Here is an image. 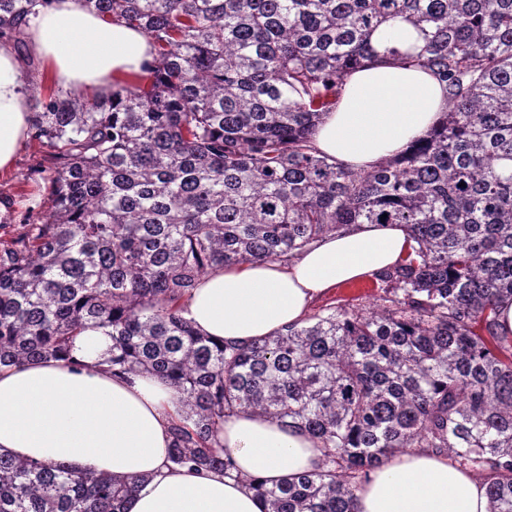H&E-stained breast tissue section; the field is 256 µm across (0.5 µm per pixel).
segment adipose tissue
Returning a JSON list of instances; mask_svg holds the SVG:
<instances>
[{
  "label": "adipose tissue",
  "instance_id": "adipose-tissue-1",
  "mask_svg": "<svg viewBox=\"0 0 512 512\" xmlns=\"http://www.w3.org/2000/svg\"><path fill=\"white\" fill-rule=\"evenodd\" d=\"M26 33L57 83L75 93L139 91L154 64L144 33L104 22L83 0H49ZM30 92L20 59L0 46V171L12 166L30 135ZM447 109L445 85L431 72L371 62L345 77L313 145L342 167L369 170L427 135ZM409 250L399 225L363 224L286 263L208 272L185 299V315L201 335L246 344L301 322L342 284L380 278ZM110 344L105 330L89 328L74 363L48 359L0 369V453L79 472L145 477L131 512H265L245 478L277 481L317 465L320 451L307 433L231 412L219 432L229 473L171 468L170 428L182 396L159 377L101 365ZM487 506L481 478L428 448L386 458L361 482L356 501L357 512H487Z\"/></svg>",
  "mask_w": 512,
  "mask_h": 512
}]
</instances>
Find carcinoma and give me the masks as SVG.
<instances>
[{
	"mask_svg": "<svg viewBox=\"0 0 512 512\" xmlns=\"http://www.w3.org/2000/svg\"><path fill=\"white\" fill-rule=\"evenodd\" d=\"M39 0H0V40ZM155 51L138 93L35 99L48 212L0 239V367L75 362L87 328L107 362L175 386L169 461L226 470L224 414L321 443L312 471L249 485L265 512H356L383 459L431 448L512 512V0H86ZM398 23L448 111L370 171L312 136L351 71ZM387 218H382V215ZM355 224L414 241L373 305L330 307L247 346L199 335L184 301L216 268L282 261ZM136 478L0 454V512H127Z\"/></svg>",
	"mask_w": 512,
	"mask_h": 512,
	"instance_id": "carcinoma-1",
	"label": "carcinoma"
}]
</instances>
